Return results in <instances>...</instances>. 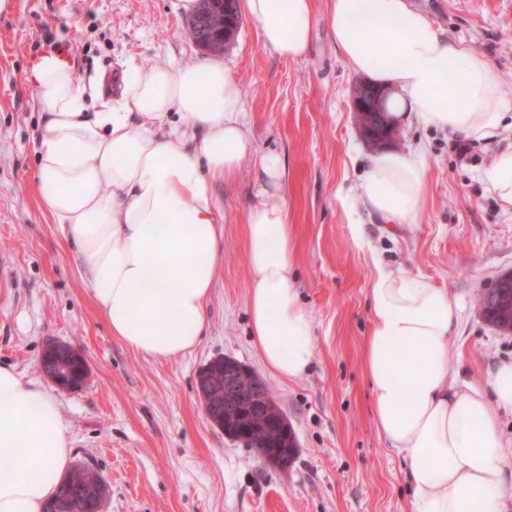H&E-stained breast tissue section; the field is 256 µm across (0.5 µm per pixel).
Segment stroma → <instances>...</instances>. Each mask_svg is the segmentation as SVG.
I'll list each match as a JSON object with an SVG mask.
<instances>
[{"instance_id":"1","label":"stroma","mask_w":512,"mask_h":512,"mask_svg":"<svg viewBox=\"0 0 512 512\" xmlns=\"http://www.w3.org/2000/svg\"><path fill=\"white\" fill-rule=\"evenodd\" d=\"M411 2L495 64L512 104V0ZM175 3L10 0L0 12V364L54 390L40 367L44 349L67 343L85 356V387L54 392L75 464L108 485L102 512H411L405 463L372 416L369 289L378 273L408 272L463 304L452 358L461 382L486 384L498 362L512 360V335L488 325L476 304L478 290L512 272V211L491 185L496 159L512 151V124L464 154L456 137L402 124L393 147L425 154L429 192L412 223H380L358 202L370 148L351 106L359 76L330 36L329 0H314L311 47L299 60L265 48L241 17L219 58L240 84L251 149L235 181L216 188L224 264L209 329L191 353L150 359L112 336L36 195L40 113L28 62L69 46L78 80L100 84L104 103L116 105L130 66L207 60ZM268 153L287 161L296 286L314 338L313 362L297 380L266 372L250 336L245 213L253 166ZM218 356L263 376L296 435L290 468L266 465L207 419L196 377Z\"/></svg>"}]
</instances>
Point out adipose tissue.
<instances>
[{"mask_svg":"<svg viewBox=\"0 0 512 512\" xmlns=\"http://www.w3.org/2000/svg\"><path fill=\"white\" fill-rule=\"evenodd\" d=\"M262 44L307 54L313 0H238ZM329 31L343 61L391 87L386 109L463 138L498 135L508 105L498 69L442 35L409 0H331ZM30 81L40 109L36 192L112 335L167 361L196 348L224 255L221 203L250 150L239 83L222 61L157 63L124 78L118 108L89 109L71 67L48 61ZM287 162L271 153L252 171L246 212L247 307L261 363L288 380L314 359L295 286ZM429 190L426 159L383 150L366 159L365 209L412 223ZM364 366L380 435L406 463L411 512H501L508 486L500 410L512 409V361L486 385H457L454 332L462 309L424 276L379 274L370 290ZM58 399L0 366V512H44L73 464Z\"/></svg>","mask_w":512,"mask_h":512,"instance_id":"adipose-tissue-1","label":"adipose tissue"}]
</instances>
